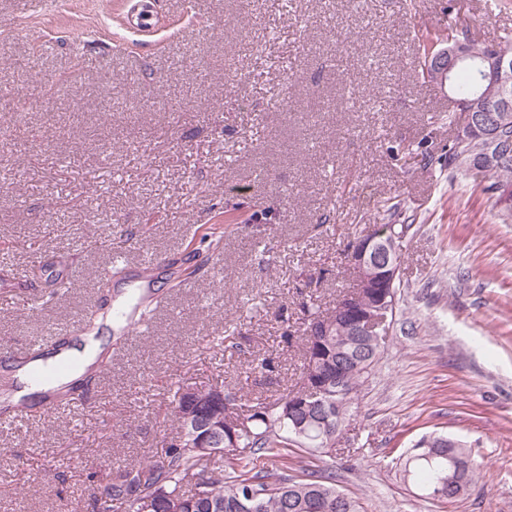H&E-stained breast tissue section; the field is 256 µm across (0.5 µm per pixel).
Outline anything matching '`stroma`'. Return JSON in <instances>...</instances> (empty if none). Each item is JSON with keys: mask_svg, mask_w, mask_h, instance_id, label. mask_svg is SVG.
<instances>
[{"mask_svg": "<svg viewBox=\"0 0 512 512\" xmlns=\"http://www.w3.org/2000/svg\"><path fill=\"white\" fill-rule=\"evenodd\" d=\"M0 0V349L74 324L99 293L118 231L159 278L147 335L111 337L112 368L82 413L29 399L0 429V512H91L90 474L161 451L167 384L278 396L302 364L303 305L335 306L353 241H399L386 345L334 448L288 449V476L331 475L363 512H512V220L448 147L466 122L422 76L415 31L512 32L486 0ZM155 222L136 235L145 214ZM238 335L220 353L208 339ZM268 355L250 370L243 353ZM479 463L433 500L404 481L421 437Z\"/></svg>", "mask_w": 512, "mask_h": 512, "instance_id": "35a3bbf8", "label": "stroma"}]
</instances>
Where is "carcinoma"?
<instances>
[{"mask_svg": "<svg viewBox=\"0 0 512 512\" xmlns=\"http://www.w3.org/2000/svg\"><path fill=\"white\" fill-rule=\"evenodd\" d=\"M469 31L457 26L434 36L418 37L424 69L431 68L434 55L428 49L435 43L467 41ZM473 56L457 64L448 77V93L457 100H470L480 89V55L487 47L471 44ZM470 145L463 139L448 147V168L463 169L479 181L482 192L500 204L496 190L512 186V154L500 167L481 170L470 162ZM305 328L302 369L295 388L274 399L242 396L224 386L197 387L196 393L210 395L219 389L224 394V413L242 428L223 430L220 439L206 435V418L196 423L181 415L188 386L172 382L167 387L168 411L175 422L172 440L158 455L118 466L97 484L92 495L93 512H248L247 492L266 491L261 512H336L341 492L335 479L325 475L293 480L280 470L288 462L276 448L294 446L318 452L324 448L319 421L341 403L349 415L358 388L370 375L380 346L367 337L362 341L343 327L322 343ZM345 384L336 388V372ZM319 390L318 397L306 399V386ZM408 450L404 477L419 485L429 498L455 499L475 482L479 465L463 447L443 448L441 453L423 457ZM268 460L254 470L240 467L246 458Z\"/></svg>", "mask_w": 512, "mask_h": 512, "instance_id": "cac0c4a2", "label": "carcinoma"}]
</instances>
